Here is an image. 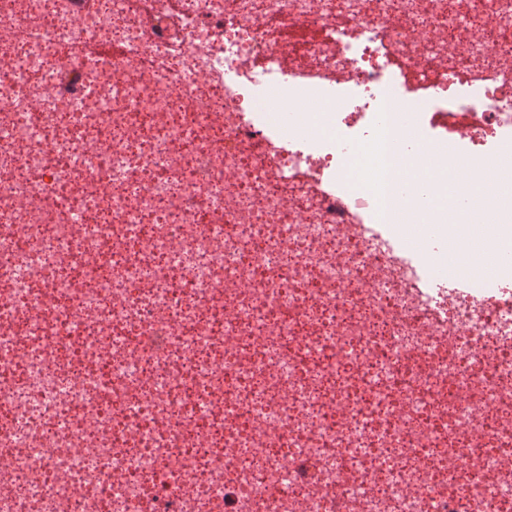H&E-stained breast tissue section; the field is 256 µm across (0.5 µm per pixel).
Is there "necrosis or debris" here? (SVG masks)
<instances>
[{
    "instance_id": "obj_1",
    "label": "necrosis or debris",
    "mask_w": 512,
    "mask_h": 512,
    "mask_svg": "<svg viewBox=\"0 0 512 512\" xmlns=\"http://www.w3.org/2000/svg\"><path fill=\"white\" fill-rule=\"evenodd\" d=\"M510 147L512 0H0V512H502ZM482 233L493 242L498 243L496 256L497 266L507 267L512 265V240L501 242L502 225L494 224L491 218L486 219L485 224H479ZM470 225L455 224L452 220L448 224H423L416 240L423 250H427L428 246L438 247L452 236L458 237L464 241L467 234L470 233Z\"/></svg>"
}]
</instances>
